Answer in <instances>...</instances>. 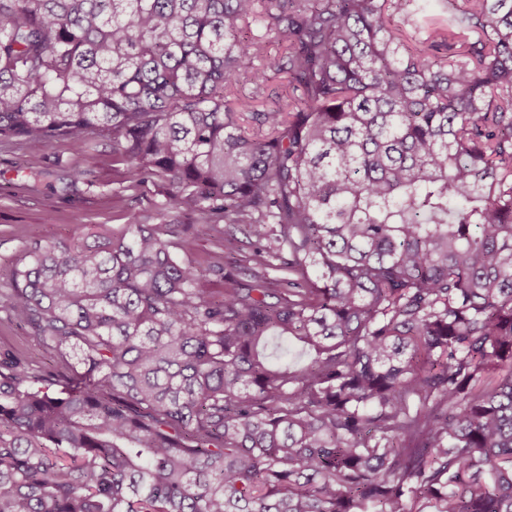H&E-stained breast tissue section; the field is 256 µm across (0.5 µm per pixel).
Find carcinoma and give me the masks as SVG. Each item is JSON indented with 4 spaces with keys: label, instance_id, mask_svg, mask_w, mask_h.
Masks as SVG:
<instances>
[{
    "label": "carcinoma",
    "instance_id": "carcinoma-1",
    "mask_svg": "<svg viewBox=\"0 0 512 512\" xmlns=\"http://www.w3.org/2000/svg\"><path fill=\"white\" fill-rule=\"evenodd\" d=\"M428 6L0 0V142L109 139L174 213L0 273L68 370L0 350V512H512V0ZM267 42V56L262 60L256 62L258 65H265L268 67L267 73L269 76L268 81L262 86H256L249 80H244L236 89V96L241 101L251 103L258 109H275L285 101V84L283 75H277L273 66L281 55L283 48L275 39H265ZM271 67V68H270ZM256 100V101H253ZM198 232L195 237L193 244V250L190 255V259L197 265L205 266L210 258L214 255L218 249L210 241L209 237L205 235V232L198 227Z\"/></svg>",
    "mask_w": 512,
    "mask_h": 512
}]
</instances>
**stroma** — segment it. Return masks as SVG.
Here are the masks:
<instances>
[{
    "label": "stroma",
    "instance_id": "stroma-1",
    "mask_svg": "<svg viewBox=\"0 0 512 512\" xmlns=\"http://www.w3.org/2000/svg\"><path fill=\"white\" fill-rule=\"evenodd\" d=\"M30 158L13 145H0V266L24 258V244L32 227L50 239L75 240L94 224L119 226L138 219L145 224H164L165 188L154 183L129 186L130 170L115 161L112 143L97 140L89 152L75 154L65 140L54 141L39 166L47 177L34 179ZM81 170V179L62 183L53 172L58 167ZM25 354L39 374L56 377L63 368L57 357L35 345L26 326L0 310V348Z\"/></svg>",
    "mask_w": 512,
    "mask_h": 512
}]
</instances>
